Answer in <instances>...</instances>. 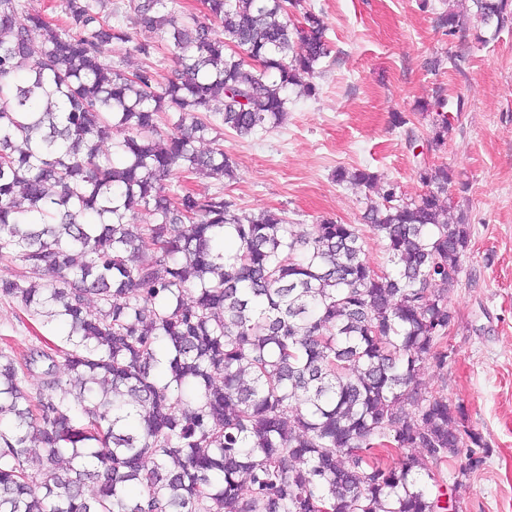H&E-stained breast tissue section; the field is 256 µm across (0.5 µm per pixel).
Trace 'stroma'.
<instances>
[{
  "instance_id": "obj_1",
  "label": "stroma",
  "mask_w": 512,
  "mask_h": 512,
  "mask_svg": "<svg viewBox=\"0 0 512 512\" xmlns=\"http://www.w3.org/2000/svg\"><path fill=\"white\" fill-rule=\"evenodd\" d=\"M306 3L322 13L331 45L315 79L318 96L290 88L284 127L245 139L224 132L237 180L203 177L190 187L200 196L223 191L248 212H285L293 224L328 217L355 225L372 264L383 269L385 243L363 221L369 192L337 183L336 169H370L408 199L426 190L416 152L454 171L450 213L466 216L471 237L448 291L453 354L443 367L427 360L420 381L462 406L481 438L474 457L437 467L456 512H512V26L480 35L470 25L445 35L439 13L465 12L470 0H430L425 9L419 0ZM439 91L465 108L452 113L445 146L433 150L431 119L417 106ZM396 112L404 126L392 125ZM63 331L0 299V336L12 344L51 347Z\"/></svg>"
}]
</instances>
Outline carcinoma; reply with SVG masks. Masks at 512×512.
<instances>
[{"instance_id": "obj_1", "label": "carcinoma", "mask_w": 512, "mask_h": 512, "mask_svg": "<svg viewBox=\"0 0 512 512\" xmlns=\"http://www.w3.org/2000/svg\"><path fill=\"white\" fill-rule=\"evenodd\" d=\"M303 2L203 0L202 21L179 0H60L55 24L0 0V297L67 326L50 352L0 348V512H448L427 463L480 437L419 372L448 364V268L470 241L439 204L453 171L420 161L426 193L389 184L367 206L392 265L380 275L352 224L295 231L172 185L236 180L218 127L268 132L288 88L316 95L331 47ZM471 2L482 26L512 23V0ZM466 23L438 18L450 35ZM112 44L146 62L125 72ZM419 109L439 148L463 103ZM142 209L152 222L132 223Z\"/></svg>"}]
</instances>
